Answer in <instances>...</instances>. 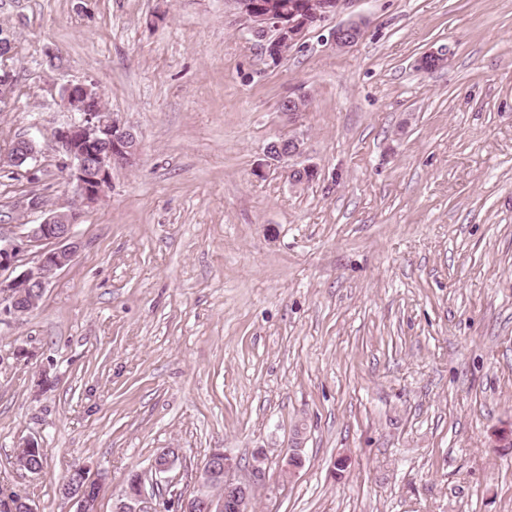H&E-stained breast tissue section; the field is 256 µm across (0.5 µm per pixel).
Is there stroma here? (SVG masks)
Returning a JSON list of instances; mask_svg holds the SVG:
<instances>
[{
  "instance_id": "35a3bbf8",
  "label": "stroma",
  "mask_w": 512,
  "mask_h": 512,
  "mask_svg": "<svg viewBox=\"0 0 512 512\" xmlns=\"http://www.w3.org/2000/svg\"><path fill=\"white\" fill-rule=\"evenodd\" d=\"M0 29V151L40 149L35 176L0 169L5 229L76 202L62 84L97 82L142 141L38 307L0 310V488L74 512L55 487L86 466L113 512L135 471L159 505L220 448L256 512H512L490 439L512 427V0H343L274 65L231 0H0ZM288 136L301 155L268 158ZM29 439L42 473L15 466ZM363 21H350L339 24L331 32V38L336 49L343 50L359 40L362 34Z\"/></svg>"
}]
</instances>
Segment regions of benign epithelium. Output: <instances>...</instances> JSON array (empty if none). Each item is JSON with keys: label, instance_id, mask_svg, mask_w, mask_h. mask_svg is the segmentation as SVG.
Returning <instances> with one entry per match:
<instances>
[{"label": "benign epithelium", "instance_id": "1", "mask_svg": "<svg viewBox=\"0 0 512 512\" xmlns=\"http://www.w3.org/2000/svg\"><path fill=\"white\" fill-rule=\"evenodd\" d=\"M344 0H320L310 9L303 0H296L288 11L274 9L266 0H234L238 12L249 21L252 36L273 38L263 49L264 60L279 58L280 45L298 43L308 29L318 26L337 14ZM363 21L339 24L331 32L337 49L343 50L359 40ZM448 62L445 48L424 54L418 65L422 69ZM59 98L71 114V121L54 132L56 150L66 158L68 181L73 185L76 206L68 211L53 212L40 224H30L19 235L0 232V273L15 269L23 262L32 246L44 244L37 265L15 277H0V296L8 301L5 310L15 315L32 311L42 299L55 273L70 265L80 247L74 227L82 210L95 205L111 188V175L118 168L135 164L141 152L139 135L130 125L122 123L108 109H91L89 102L100 101L103 93L93 81L67 83L60 87ZM286 160L300 154V143L294 138L272 143ZM34 139L28 138L21 150L0 154V167L21 168L37 160ZM175 455L164 451L153 461L154 474L170 471ZM237 467L224 451L216 449L191 476L192 490H174L178 512H255L253 485L236 474ZM61 497L76 506L75 512H97L98 498L86 487L65 484ZM114 512H158L144 492L130 495L115 505Z\"/></svg>", "mask_w": 512, "mask_h": 512}]
</instances>
